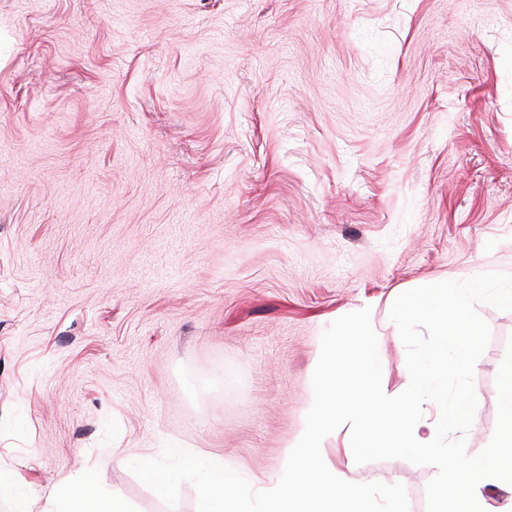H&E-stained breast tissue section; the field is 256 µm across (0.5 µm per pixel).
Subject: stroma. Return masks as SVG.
Returning <instances> with one entry per match:
<instances>
[{
	"label": "stroma",
	"instance_id": "stroma-1",
	"mask_svg": "<svg viewBox=\"0 0 512 512\" xmlns=\"http://www.w3.org/2000/svg\"><path fill=\"white\" fill-rule=\"evenodd\" d=\"M512 274V0H0V512L173 444L272 489L323 331L421 285ZM468 455L490 442L512 312L480 303ZM328 469L402 484L432 466Z\"/></svg>",
	"mask_w": 512,
	"mask_h": 512
}]
</instances>
